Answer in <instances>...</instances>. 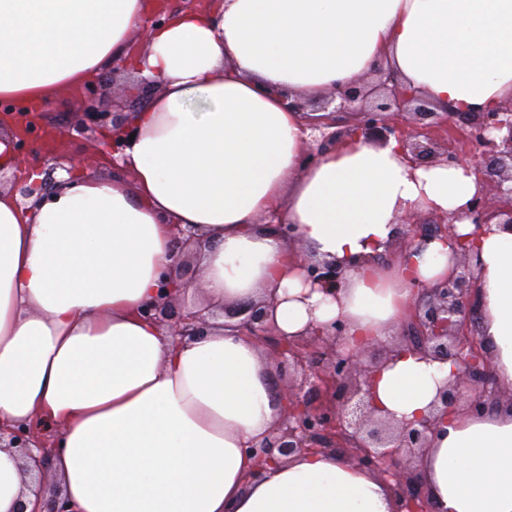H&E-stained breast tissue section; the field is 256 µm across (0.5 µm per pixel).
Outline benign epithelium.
Instances as JSON below:
<instances>
[{
    "label": "benign epithelium",
    "instance_id": "benign-epithelium-1",
    "mask_svg": "<svg viewBox=\"0 0 512 512\" xmlns=\"http://www.w3.org/2000/svg\"><path fill=\"white\" fill-rule=\"evenodd\" d=\"M376 82L338 85L320 99L318 111L329 112L328 121L308 119L304 161L312 165L331 147L347 140L363 138L387 142L395 139L409 159L417 166L438 163L459 164L463 155L451 142L441 143L434 132L458 135V144L473 152L474 171L479 189L461 212L449 216L434 214L443 236L455 235V221L467 219L474 231L460 242L456 272L433 284L412 285L416 300L411 319L402 329L401 341L394 343L384 357L368 367L365 360L381 345L376 342L362 349L343 346V326L334 323L327 330H316L308 341L325 348L318 363L307 362L294 350V341L274 338L265 323L266 305L250 303L231 311L240 317L239 329L265 344L275 346L277 364L301 374V380L288 379L279 396L283 414L272 432L250 449L259 466L284 463L307 451H336V441H347L344 450L361 468L393 481L397 499L396 512H438L433 508L418 467V459L428 448L438 417L434 414L416 422L395 425L376 415L370 380L373 373L395 353L407 350L438 362H450L454 378L439 389L436 409L446 414L465 411L482 414L501 401V392L493 378L487 349L475 336L474 312L470 298L475 295L479 273L477 254L467 242H476L484 228L496 224L512 231V99L492 112H436L431 100L402 87L391 71L379 64L374 71ZM355 113V122L338 130L336 114ZM83 124L95 130L110 125L120 127L121 137L112 138V154L125 147L136 128L124 123L118 115L99 109L96 95L85 102ZM37 119L34 113L13 117L11 147L19 169L38 168L45 178L33 184L0 171V184L6 182L11 191L28 200L35 192L45 194L50 184L57 183L51 173L60 169L72 176L87 168L85 158L68 156L64 159L45 153L39 164L27 155L21 144L25 132ZM398 227L400 242L420 250L433 238L426 233L416 212L402 218ZM194 242L176 234L172 253L177 258L174 277L188 287L183 272L185 249ZM299 263L308 278L321 290L334 296L340 289L346 267L330 261L301 258ZM177 297L168 294L158 298L144 310V318L166 326V332L177 340L203 336L211 328L209 317L200 310L185 312L176 305ZM48 424L37 421L32 427H21L9 435L0 432V445L14 449L20 457L33 461L35 479L42 490L47 481L49 460L32 454L31 434Z\"/></svg>",
    "mask_w": 512,
    "mask_h": 512
}]
</instances>
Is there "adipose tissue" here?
Masks as SVG:
<instances>
[{
  "instance_id": "1",
  "label": "adipose tissue",
  "mask_w": 512,
  "mask_h": 512,
  "mask_svg": "<svg viewBox=\"0 0 512 512\" xmlns=\"http://www.w3.org/2000/svg\"><path fill=\"white\" fill-rule=\"evenodd\" d=\"M145 0H0V99L39 102L129 59ZM161 91L127 115L131 180L78 175L48 200L0 189V428L60 430L53 472L69 512H395L392 485L344 456L303 452L258 468L252 445L281 408L257 340L230 327L175 344L140 311L172 270L176 228L200 234V286L217 306L266 301L277 335L340 322L347 342L407 316L410 280L456 267L448 240L376 262L401 216L457 213L471 164L412 168L397 142L349 141L302 161L311 99L384 62L439 110L512 98V0H220L174 13L129 59ZM293 225L294 237L277 232ZM480 337L512 392V232L477 242ZM347 264L337 296L296 251ZM453 367L401 352L374 403L428 415ZM421 472L440 512H512V410L443 416ZM0 448V512L38 493Z\"/></svg>"
}]
</instances>
